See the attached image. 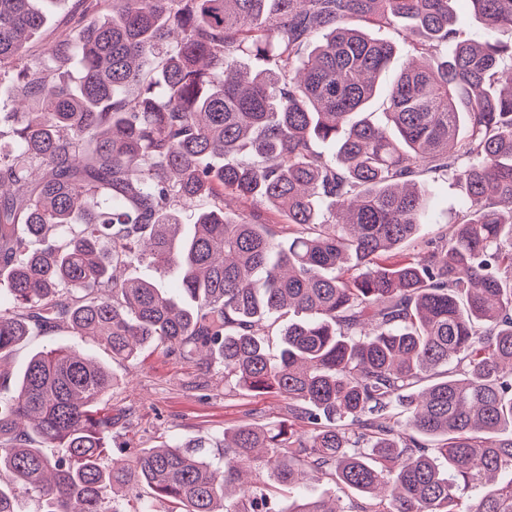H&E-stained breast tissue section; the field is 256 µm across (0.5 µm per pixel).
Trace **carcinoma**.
Here are the masks:
<instances>
[{
    "mask_svg": "<svg viewBox=\"0 0 512 512\" xmlns=\"http://www.w3.org/2000/svg\"><path fill=\"white\" fill-rule=\"evenodd\" d=\"M39 2L0 0V381L34 324L192 358L288 418L114 458L110 369L39 351L0 398V512H282L314 478L369 502L288 512H512V0H469L482 43L454 0H80L36 49ZM398 23L378 125L397 50L372 30ZM449 173L463 211L423 240ZM457 23L475 41L482 42L486 36L485 29L474 19L467 0H459L457 4ZM376 36L385 37L392 42H394L398 47V53L394 57L391 65L389 68L382 74L381 82L384 87L389 86L393 80L395 79V76L397 72L402 67V63L405 58L407 47L404 43V34L400 33L399 28H391L389 30H386L381 33L374 32ZM335 489L333 484H329L327 481L310 483L307 485H301L300 487H294L292 489L281 488L278 490V498L280 499V505L282 508L288 507L289 503L295 501L300 496L308 497H321L327 496L332 493Z\"/></svg>",
    "mask_w": 512,
    "mask_h": 512,
    "instance_id": "cac0c4a2",
    "label": "carcinoma"
}]
</instances>
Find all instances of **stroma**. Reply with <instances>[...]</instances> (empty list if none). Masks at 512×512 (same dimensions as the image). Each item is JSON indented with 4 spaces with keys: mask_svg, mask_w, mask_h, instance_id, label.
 I'll return each instance as SVG.
<instances>
[{
    "mask_svg": "<svg viewBox=\"0 0 512 512\" xmlns=\"http://www.w3.org/2000/svg\"><path fill=\"white\" fill-rule=\"evenodd\" d=\"M435 223L424 226L425 237L435 236L442 226L451 224L460 210L463 194L450 181H427ZM57 346L82 349L108 364L114 387L110 393L113 407L135 410L133 428L118 438L119 446L143 448L150 437L177 441L213 434L243 423L271 425L287 416V400L275 393L243 395L228 391L224 377L215 374L197 377L190 363L165 355L159 349L143 350L136 369L114 360L103 345L87 336L67 332L33 330L18 345L6 364L12 373H20L31 356Z\"/></svg>",
    "mask_w": 512,
    "mask_h": 512,
    "instance_id": "obj_1",
    "label": "stroma"
}]
</instances>
